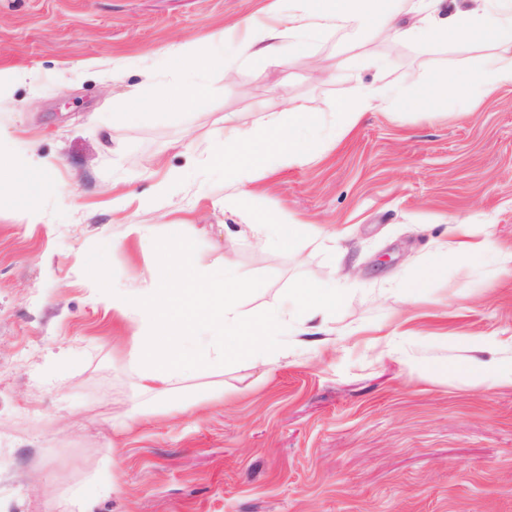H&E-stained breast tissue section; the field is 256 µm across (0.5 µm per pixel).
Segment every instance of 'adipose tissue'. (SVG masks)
<instances>
[{
    "label": "adipose tissue",
    "mask_w": 512,
    "mask_h": 512,
    "mask_svg": "<svg viewBox=\"0 0 512 512\" xmlns=\"http://www.w3.org/2000/svg\"><path fill=\"white\" fill-rule=\"evenodd\" d=\"M270 9L277 16L275 24H263L249 14L223 32L224 37L237 40L244 55L262 64L277 60L280 42L300 48L307 38L331 30L336 21L350 19L373 22L392 40H429L458 47L482 42L496 46L498 52L486 58L476 76L442 78L420 86L409 98L379 79L368 84L355 83L340 107L335 132L323 143L296 138V127L310 126L316 121L315 114L298 103L288 111L275 114L268 124L259 128L225 126L223 136L211 140L208 160L223 168L231 180L243 185L276 170L306 164L313 154L342 141L363 113L376 107L421 105L457 87L475 96L500 86H512V0H471L465 8L456 0H422L414 21L407 26L401 25L390 9L374 6L372 0H272ZM171 65L179 72V80L161 92L152 83H145L131 101L133 109L161 103L178 109L195 107L204 99L207 88L203 83L190 81V74L223 69L224 57L206 44L187 41L174 51ZM53 167L51 159L32 150L16 166L0 160V191L13 192L22 217L28 221L36 219L32 202L48 188L46 175ZM252 230L259 241L288 249L297 248L308 239L336 237L335 232L315 224L273 221L253 225ZM453 231L455 241H440L422 275L412 284L414 296L423 294L447 255L467 263L486 249V242L470 241L468 225H454Z\"/></svg>",
    "instance_id": "adipose-tissue-1"
}]
</instances>
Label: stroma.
<instances>
[{"mask_svg":"<svg viewBox=\"0 0 512 512\" xmlns=\"http://www.w3.org/2000/svg\"><path fill=\"white\" fill-rule=\"evenodd\" d=\"M268 3L0 0V75L34 69L41 85H13L0 155L33 142L55 162L39 223L0 207V512H78V495L92 512H512V385L478 387L465 370L469 358L512 359V273L499 266L512 251V86L475 105L462 91L376 108L335 148L239 198L206 160L225 121L257 128L295 100L318 118L300 136L317 138L352 80H373L363 59L385 61L407 95L475 74L494 52L395 42L346 20L263 68L225 43L231 70L200 75V106L128 118L144 79L173 81L175 46L211 42ZM172 172L176 195L145 205ZM261 214L335 230L346 252L266 247L248 229ZM458 223L494 249L448 261L413 296L408 282ZM130 224L146 237H125ZM176 224L200 265L229 255L238 275L265 277L244 309L277 304L301 276L343 283L346 297L332 334L287 337L278 364L203 370L170 395L208 385L223 400L143 415L133 329L92 291L86 256L107 246L115 287H142L154 239ZM441 363L447 373L434 372Z\"/></svg>","mask_w":512,"mask_h":512,"instance_id":"1","label":"stroma"}]
</instances>
